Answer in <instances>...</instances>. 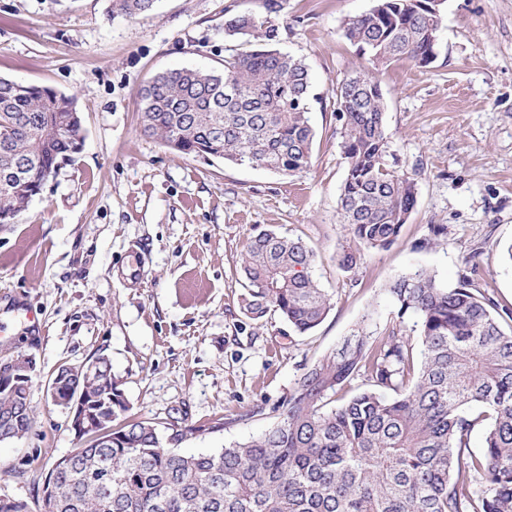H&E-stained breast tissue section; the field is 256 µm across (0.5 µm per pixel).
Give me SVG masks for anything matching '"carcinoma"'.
<instances>
[{
    "instance_id": "1",
    "label": "carcinoma",
    "mask_w": 512,
    "mask_h": 512,
    "mask_svg": "<svg viewBox=\"0 0 512 512\" xmlns=\"http://www.w3.org/2000/svg\"><path fill=\"white\" fill-rule=\"evenodd\" d=\"M157 0H109L107 13L134 17ZM442 18L418 0H377L344 22L362 55L390 65L436 50ZM264 21L230 13L222 70L176 68L155 75L141 93V131L185 154L295 175L309 164L315 131L306 63L264 43L245 48ZM346 176L340 223L352 246L339 256L350 271L364 250L396 243L417 203L416 184L385 162L384 98L371 72L336 87ZM84 145L75 100L48 87L0 77V224H12L37 195L39 174H53ZM480 251L464 258L447 288L419 270L388 288L398 314L419 327L415 346L401 329L360 331L310 366L261 435L211 452L183 455L182 419L118 421L123 392L112 383V408L99 380L76 375L90 397V420L108 417L112 443H89L61 459L43 488L42 512H512V309L480 292ZM315 255L300 237L265 231L238 257L240 309L252 321L278 315L306 335L331 309L314 276ZM368 388L336 403L356 377ZM32 379L0 391V411L22 405L32 418ZM483 430L480 455L465 453Z\"/></svg>"
}]
</instances>
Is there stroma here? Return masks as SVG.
<instances>
[{"instance_id": "1", "label": "stroma", "mask_w": 512, "mask_h": 512, "mask_svg": "<svg viewBox=\"0 0 512 512\" xmlns=\"http://www.w3.org/2000/svg\"><path fill=\"white\" fill-rule=\"evenodd\" d=\"M281 3L268 16L277 47L306 62L313 86L316 139L296 175L209 163L139 130L147 81L174 67L221 68L226 10L258 13L260 0H158L149 14L115 19L106 0H0V77L74 97L85 135L74 161L0 225V358L36 360L31 429L0 443V498L37 507L53 464L82 445L47 397L60 364L106 355L128 416L178 413L191 428L180 451L207 452L272 427L300 376L353 332L380 336L397 324L417 340L386 292L401 274L426 268L450 287L476 250L484 295L512 308V263L502 256L512 242V0H445L436 60L377 71L385 160L414 178L417 204L400 240L366 251L349 272L337 266L348 243L334 90L366 64L343 22L374 0ZM433 224L447 225V237L415 248ZM269 229L315 252L333 306L309 334L240 311L235 260Z\"/></svg>"}]
</instances>
